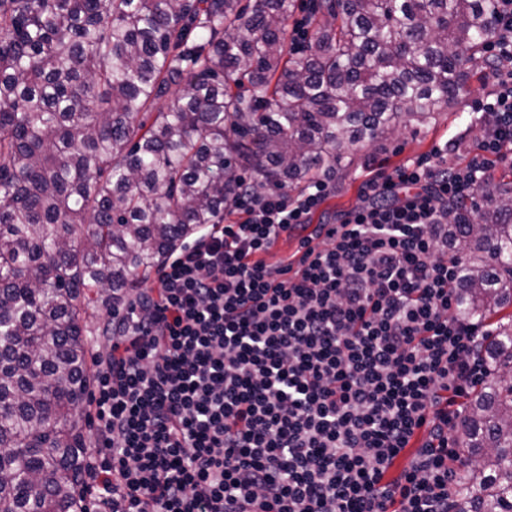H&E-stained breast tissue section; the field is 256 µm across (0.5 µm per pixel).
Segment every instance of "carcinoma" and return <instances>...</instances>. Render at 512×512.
<instances>
[{
    "label": "carcinoma",
    "instance_id": "obj_1",
    "mask_svg": "<svg viewBox=\"0 0 512 512\" xmlns=\"http://www.w3.org/2000/svg\"><path fill=\"white\" fill-rule=\"evenodd\" d=\"M0 0V512H86L82 316L224 219L460 103L490 0ZM448 217L455 314L490 326L453 512H512V185ZM311 0H295L296 10L291 19L292 24L296 20H300L307 15H310V7L312 5ZM307 34V19L303 18L300 21H297L296 25L293 28V43L296 46H301V44L306 40Z\"/></svg>",
    "mask_w": 512,
    "mask_h": 512
}]
</instances>
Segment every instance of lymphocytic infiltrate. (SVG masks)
<instances>
[{
  "label": "lymphocytic infiltrate",
  "instance_id": "obj_1",
  "mask_svg": "<svg viewBox=\"0 0 512 512\" xmlns=\"http://www.w3.org/2000/svg\"><path fill=\"white\" fill-rule=\"evenodd\" d=\"M494 2L466 166L440 145L372 168L330 230L312 216L331 175L295 197L240 180L237 220L124 298L97 362L95 512H451L454 403L485 370L453 314L448 212L512 143V0Z\"/></svg>",
  "mask_w": 512,
  "mask_h": 512
}]
</instances>
